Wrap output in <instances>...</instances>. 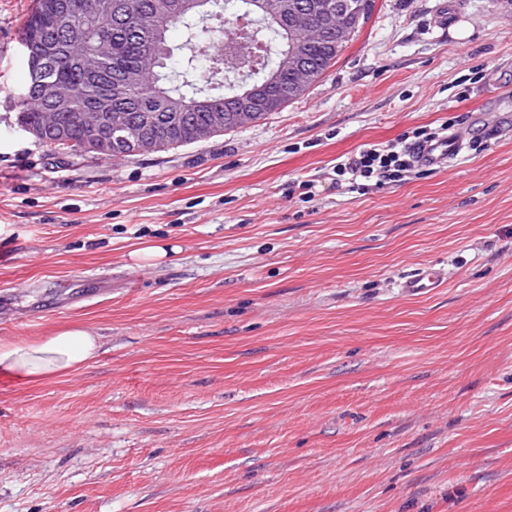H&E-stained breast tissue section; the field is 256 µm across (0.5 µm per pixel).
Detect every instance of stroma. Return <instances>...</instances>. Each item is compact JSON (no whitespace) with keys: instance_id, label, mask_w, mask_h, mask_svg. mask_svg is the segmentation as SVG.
Returning <instances> with one entry per match:
<instances>
[{"instance_id":"obj_1","label":"stroma","mask_w":512,"mask_h":512,"mask_svg":"<svg viewBox=\"0 0 512 512\" xmlns=\"http://www.w3.org/2000/svg\"><path fill=\"white\" fill-rule=\"evenodd\" d=\"M447 2L374 0L299 101L103 161L17 127L33 0H0V339L102 343L0 378V512H512V0ZM454 116L450 166L336 186ZM427 264L445 287L402 296ZM101 336L83 324L60 327L51 336L23 343L0 341V376L20 386H35L65 377L97 358Z\"/></svg>"}]
</instances>
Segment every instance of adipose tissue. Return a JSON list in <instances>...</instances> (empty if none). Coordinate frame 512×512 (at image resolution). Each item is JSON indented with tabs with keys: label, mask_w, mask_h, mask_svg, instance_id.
<instances>
[{
	"label": "adipose tissue",
	"mask_w": 512,
	"mask_h": 512,
	"mask_svg": "<svg viewBox=\"0 0 512 512\" xmlns=\"http://www.w3.org/2000/svg\"><path fill=\"white\" fill-rule=\"evenodd\" d=\"M101 338L96 329L68 324L53 335L23 343L0 341V376L23 386L65 377L97 358Z\"/></svg>",
	"instance_id": "ef3b65f1"
}]
</instances>
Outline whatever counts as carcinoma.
<instances>
[{
    "label": "carcinoma",
    "mask_w": 512,
    "mask_h": 512,
    "mask_svg": "<svg viewBox=\"0 0 512 512\" xmlns=\"http://www.w3.org/2000/svg\"><path fill=\"white\" fill-rule=\"evenodd\" d=\"M110 9L103 14L92 0H34L32 10L21 23L22 45L39 47L51 42L53 57L39 55L26 59L28 73L44 75L70 92L68 102L58 112V128L46 130L39 142L53 150L60 146L100 160L112 155L91 147L92 134L80 122V114L101 107L112 113V123L137 126L146 117L157 132L170 130L173 139L160 138L154 147L165 152L197 142L196 131L211 123L215 112L224 110V97L237 92L224 87V79L241 70L250 75L272 78L271 101L256 116L262 120L300 100L307 89L295 91L293 78L281 67V55L289 43H305L302 32L288 33L286 23L276 13L262 9V0H200L186 11L163 8L162 0H104ZM342 5L358 4L347 16L352 36H357L368 19L373 3L369 0H338ZM244 9L243 17L257 18L253 36L274 47V60L252 57L248 46L219 35L208 20L224 11V6ZM176 25L186 29V53L176 75L163 72L165 64L144 63L148 45L167 47L168 32ZM347 47L326 39L307 47L308 84L318 81L336 64ZM37 85L28 81L15 102L16 124L25 133L41 128L43 116L28 99Z\"/></svg>",
    "instance_id": "obj_1"
}]
</instances>
